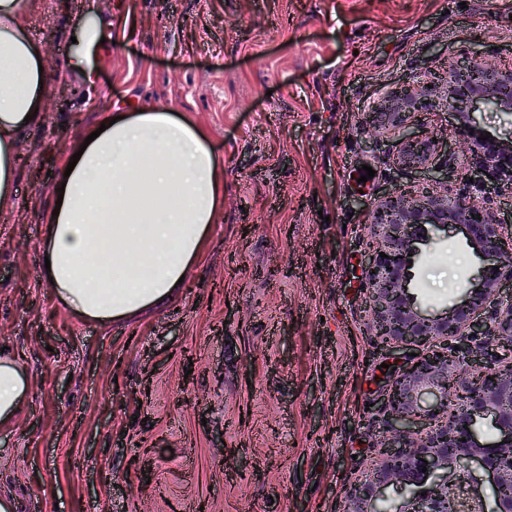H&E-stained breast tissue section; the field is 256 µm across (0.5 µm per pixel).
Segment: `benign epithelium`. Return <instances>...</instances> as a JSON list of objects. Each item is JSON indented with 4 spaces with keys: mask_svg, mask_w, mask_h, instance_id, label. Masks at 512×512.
Masks as SVG:
<instances>
[{
    "mask_svg": "<svg viewBox=\"0 0 512 512\" xmlns=\"http://www.w3.org/2000/svg\"><path fill=\"white\" fill-rule=\"evenodd\" d=\"M442 103L458 116L455 139L474 175L475 194L398 189L375 207L373 251L364 271L370 335L386 351L419 347L425 353L385 390L380 403L388 436L368 477L347 486L342 512H458L448 494V482L457 477L473 484L478 512H512V292L504 293L512 288V231L503 230L484 196L488 188L512 186V141L482 139L474 118L482 105L512 112V62H460L427 86L391 92L362 114L360 125L398 135L396 164L422 165L438 145L416 138L409 126L416 114ZM434 230L463 235L483 267L461 302L432 315L422 313L408 292V259ZM482 420L496 430L490 443L476 431ZM475 470L485 476L491 497L474 486ZM391 486L403 496L389 507L383 497Z\"/></svg>",
    "mask_w": 512,
    "mask_h": 512,
    "instance_id": "benign-epithelium-1",
    "label": "benign epithelium"
}]
</instances>
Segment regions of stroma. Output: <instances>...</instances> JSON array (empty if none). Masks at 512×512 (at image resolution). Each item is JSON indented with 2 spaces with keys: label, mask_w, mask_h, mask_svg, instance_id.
Segmentation results:
<instances>
[{
  "label": "stroma",
  "mask_w": 512,
  "mask_h": 512,
  "mask_svg": "<svg viewBox=\"0 0 512 512\" xmlns=\"http://www.w3.org/2000/svg\"><path fill=\"white\" fill-rule=\"evenodd\" d=\"M95 10L128 11L135 33L96 59L92 109L65 68ZM28 25L48 94L0 210V347L31 389L0 427V497L13 512H338L411 362L368 334L374 207L398 186L470 190L450 109L419 126L439 151L409 168L359 115L450 64L512 57V0H41ZM145 105L208 130L224 207L167 305L84 320L41 276L58 159L103 113ZM480 267L463 236L434 238L410 292L440 310Z\"/></svg>",
  "instance_id": "obj_1"
}]
</instances>
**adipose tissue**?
<instances>
[{
    "instance_id": "adipose-tissue-1",
    "label": "adipose tissue",
    "mask_w": 512,
    "mask_h": 512,
    "mask_svg": "<svg viewBox=\"0 0 512 512\" xmlns=\"http://www.w3.org/2000/svg\"><path fill=\"white\" fill-rule=\"evenodd\" d=\"M39 0H0V208L11 205L16 133L42 109V43L28 19ZM127 18L98 19L67 68L93 83L91 56L101 38L124 45ZM71 167L58 215L46 216L42 251L59 301L84 319H129L170 297L201 254L224 205V166L205 129L189 117L151 107L126 110L88 144ZM29 391L12 355L0 354V426L13 422Z\"/></svg>"
}]
</instances>
